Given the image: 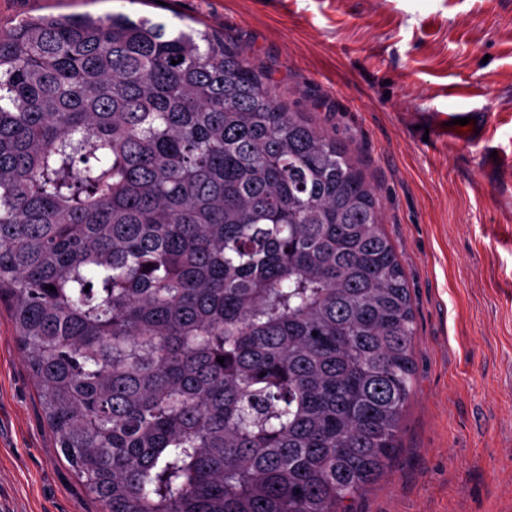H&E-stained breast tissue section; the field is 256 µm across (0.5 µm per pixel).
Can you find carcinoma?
<instances>
[{"instance_id": "obj_1", "label": "carcinoma", "mask_w": 512, "mask_h": 512, "mask_svg": "<svg viewBox=\"0 0 512 512\" xmlns=\"http://www.w3.org/2000/svg\"><path fill=\"white\" fill-rule=\"evenodd\" d=\"M0 300L103 512H352L398 448L415 314L378 198L206 31L0 27Z\"/></svg>"}]
</instances>
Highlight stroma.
Listing matches in <instances>:
<instances>
[{"label":"stroma","mask_w":512,"mask_h":512,"mask_svg":"<svg viewBox=\"0 0 512 512\" xmlns=\"http://www.w3.org/2000/svg\"><path fill=\"white\" fill-rule=\"evenodd\" d=\"M118 12L224 37L377 193L415 387L393 465L353 512H512V0H0V26ZM0 512H101L1 302Z\"/></svg>","instance_id":"stroma-1"}]
</instances>
